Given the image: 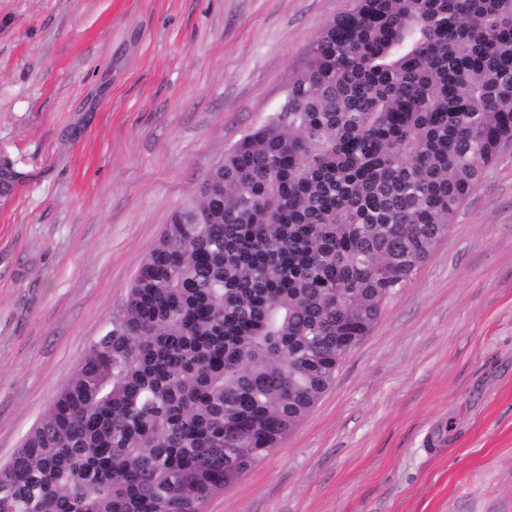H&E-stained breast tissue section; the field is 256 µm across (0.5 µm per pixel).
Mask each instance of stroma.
<instances>
[{
	"label": "stroma",
	"instance_id": "stroma-1",
	"mask_svg": "<svg viewBox=\"0 0 512 512\" xmlns=\"http://www.w3.org/2000/svg\"><path fill=\"white\" fill-rule=\"evenodd\" d=\"M347 0H0V464ZM206 512H512V143L300 426Z\"/></svg>",
	"mask_w": 512,
	"mask_h": 512
}]
</instances>
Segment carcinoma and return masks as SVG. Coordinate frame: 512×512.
<instances>
[{"label": "carcinoma", "mask_w": 512, "mask_h": 512, "mask_svg": "<svg viewBox=\"0 0 512 512\" xmlns=\"http://www.w3.org/2000/svg\"><path fill=\"white\" fill-rule=\"evenodd\" d=\"M511 142L512 0H348L172 213L0 467V512H204L335 383Z\"/></svg>", "instance_id": "obj_1"}]
</instances>
